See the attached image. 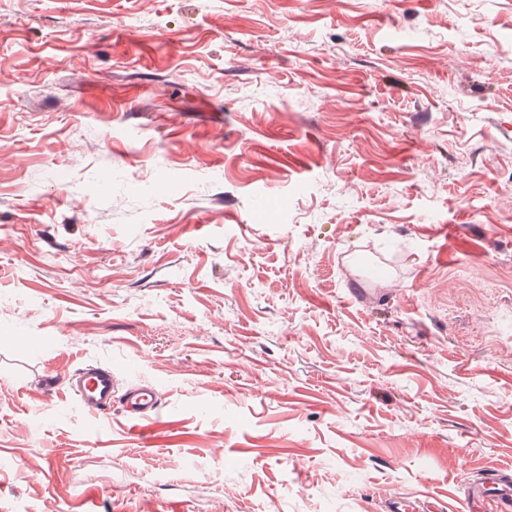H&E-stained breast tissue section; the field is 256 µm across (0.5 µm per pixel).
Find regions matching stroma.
Wrapping results in <instances>:
<instances>
[{
    "label": "stroma",
    "instance_id": "obj_1",
    "mask_svg": "<svg viewBox=\"0 0 512 512\" xmlns=\"http://www.w3.org/2000/svg\"><path fill=\"white\" fill-rule=\"evenodd\" d=\"M507 470L512 0H0V512L459 507ZM69 387L82 408L96 414L112 407V371L101 365H87L72 372ZM159 405L158 395L151 387H138L129 392L125 399L129 420L135 422L137 435L145 441L156 432L153 414Z\"/></svg>",
    "mask_w": 512,
    "mask_h": 512
}]
</instances>
